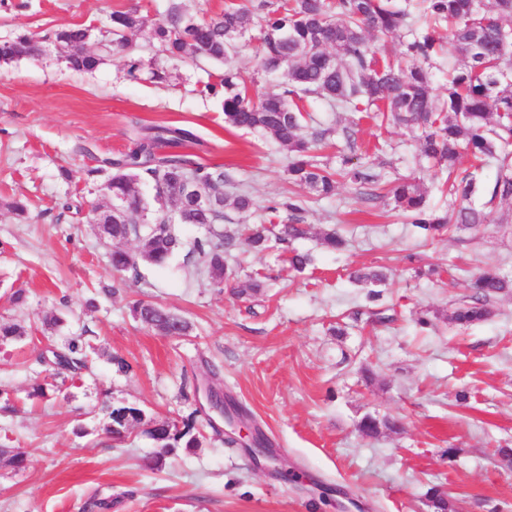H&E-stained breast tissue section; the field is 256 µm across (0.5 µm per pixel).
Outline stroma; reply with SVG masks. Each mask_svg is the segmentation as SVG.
Wrapping results in <instances>:
<instances>
[{
  "label": "stroma",
  "instance_id": "obj_1",
  "mask_svg": "<svg viewBox=\"0 0 512 512\" xmlns=\"http://www.w3.org/2000/svg\"><path fill=\"white\" fill-rule=\"evenodd\" d=\"M225 2L0 0V41L80 26L87 49L102 53L91 72L69 68L66 45L54 41L42 57L0 62V326L25 330L0 336V443L26 456L20 468L0 464V512H436L426 495L434 484L454 512H512V460L499 454L512 448V292L493 299L485 321L448 322L473 274L512 275V199L491 195L496 165L479 172L472 199L488 224L454 225L425 241L396 217L392 181L419 179L439 211L452 198L438 191L406 127L308 99L313 126L336 131L334 147L318 156L335 166L345 156L381 175L378 200L346 182L318 200L290 183L286 149L225 125L223 96L205 89L220 82L223 63L170 59L143 30L130 55L99 48L112 11L137 10L150 24L175 3L202 19ZM259 37L249 29L233 58L254 100L269 85ZM157 71L167 80H154ZM158 125L191 130L183 153L223 166L255 200L246 214L225 207L212 227L181 225L186 241L263 223L271 202L293 196L308 228L293 243L312 257L306 271L240 239L220 285L184 252L162 267L113 273L111 247L90 221L92 208L110 200L86 171L133 150L135 129ZM16 202L24 211L13 210ZM330 228L346 239L344 250L321 246ZM431 266L436 274L425 275ZM367 267L389 275L375 300L350 278ZM254 278L260 293L239 294ZM19 289L26 300L16 305ZM138 301L183 315L189 331L161 335L135 319ZM52 314L60 324L45 327ZM423 315L429 328L417 323ZM76 337L96 352L74 376L51 355ZM121 359L131 371L119 369ZM206 374L271 441L276 471L256 468L239 443L215 434L194 388ZM39 387L45 397H34ZM110 406L193 423L203 445L178 450L161 470L145 468L154 442L143 423L125 438L106 437ZM368 413L397 417L402 428L364 436Z\"/></svg>",
  "mask_w": 512,
  "mask_h": 512
}]
</instances>
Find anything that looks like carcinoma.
Wrapping results in <instances>:
<instances>
[{
    "label": "carcinoma",
    "mask_w": 512,
    "mask_h": 512,
    "mask_svg": "<svg viewBox=\"0 0 512 512\" xmlns=\"http://www.w3.org/2000/svg\"><path fill=\"white\" fill-rule=\"evenodd\" d=\"M512 0H493L486 11L482 0H418L414 9L397 8L392 0H253L251 6H227L210 20L197 21L178 5H172L164 18L149 29V39L168 57L180 59L188 54L206 60L227 62L236 51L237 39L249 28L262 31L259 66L277 78L254 102L239 88L232 68L224 71V123L241 130H257L288 149V176L291 182L309 193L329 198L336 194L339 180L361 187L375 186L381 175L369 167L341 160L332 169L311 155V145L302 130L308 112L300 102L318 95L330 107L346 112H364L374 119L392 121L415 128L419 135V155L436 163L440 173L452 174L462 155L479 163H496L499 176L492 196L512 198V72L502 68L512 56ZM112 47H129L128 34L145 27L133 10H115L110 16ZM461 57V65L448 72L447 94L437 98L431 88L432 60L442 50L436 37L441 28ZM394 34L404 43L405 60L378 58V49L370 36ZM55 39L70 47L68 63L78 71H92L102 61L85 48L88 30L70 27L55 33ZM41 44L27 37L0 44V61L8 62L25 53L39 55ZM191 131L181 127H146L136 137V148L109 162L112 172L103 190L112 201L125 205L119 215L104 216V238L112 241L113 271L138 272L141 263L162 266L183 247L181 237L172 229L179 224H217L224 220L222 208L228 196L224 186L232 184L224 167L205 168L177 152L161 153L162 147H178L192 139ZM153 185L154 203L146 201L136 184ZM461 204L453 215L428 209L421 184L401 179L390 189L393 209L405 216L425 237L432 238L449 229V224L477 228L487 216L467 201L478 191L475 173H467L452 184ZM213 200L210 206L199 198ZM269 217L302 211L298 200L285 197L266 207ZM306 234L303 225L291 217L273 232L266 224L247 229L246 241L257 252L272 248L271 242L288 244ZM139 240L137 252L122 243ZM235 246L232 235L213 241L197 239L190 253L198 255L221 284L224 277V252ZM352 279L375 286L386 281L380 270L357 271ZM470 295L460 300L448 315L453 324L479 322L489 316L488 301L512 288V278L494 271H483L470 280ZM155 309L152 328L167 335L170 331L189 330L182 317H164L167 309L137 302L133 309ZM53 364L73 374L86 368L87 347L71 340L64 350L53 352ZM143 419L141 409L133 406L112 408L107 412L105 433L120 439L130 426ZM359 428L367 436L382 431H397L398 421L390 417H364ZM147 434L156 443L148 466L160 470L167 457L184 446L197 448L200 433L194 425L178 426L165 419L153 422Z\"/></svg>",
    "instance_id": "cac0c4a2"
}]
</instances>
